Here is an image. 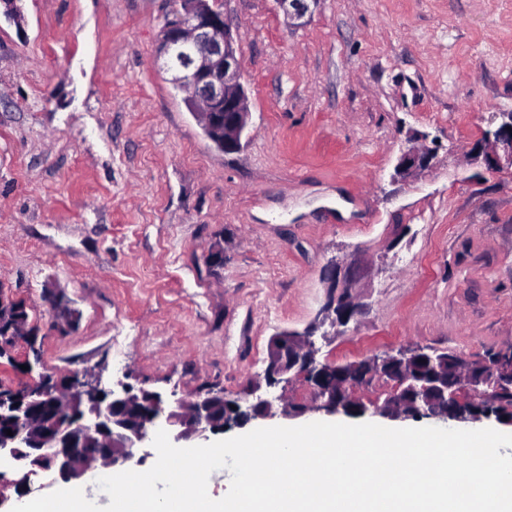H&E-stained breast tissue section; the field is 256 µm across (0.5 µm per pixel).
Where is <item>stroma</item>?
Wrapping results in <instances>:
<instances>
[{
    "label": "stroma",
    "mask_w": 512,
    "mask_h": 512,
    "mask_svg": "<svg viewBox=\"0 0 512 512\" xmlns=\"http://www.w3.org/2000/svg\"><path fill=\"white\" fill-rule=\"evenodd\" d=\"M174 0H16L0 15V285L42 366L252 402L332 258L369 268L333 363L512 346V169L472 145L512 110V0H227L250 138L219 151L160 73ZM430 168L394 179L403 149ZM224 263L209 266L211 248ZM81 313L50 327L44 291Z\"/></svg>",
    "instance_id": "35a3bbf8"
}]
</instances>
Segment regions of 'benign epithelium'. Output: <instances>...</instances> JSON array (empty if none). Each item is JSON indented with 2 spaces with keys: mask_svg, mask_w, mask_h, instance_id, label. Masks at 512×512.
Returning a JSON list of instances; mask_svg holds the SVG:
<instances>
[{
  "mask_svg": "<svg viewBox=\"0 0 512 512\" xmlns=\"http://www.w3.org/2000/svg\"><path fill=\"white\" fill-rule=\"evenodd\" d=\"M157 64L171 73L174 89L183 94L199 126L226 154L239 152L249 130L247 89L236 56L233 26L218 0H178L160 32L156 48ZM500 123L485 133L475 147L476 157L486 169L512 168V110L498 113ZM432 148L410 146L395 166L394 177L407 179L431 166ZM363 269L354 260H334L325 277L326 297L319 311L321 323L345 327L361 313L362 305L354 294ZM311 329L283 340L274 339L266 358L263 379L266 387L278 388L273 398L256 397L242 405L220 390L208 391L192 398L166 399L156 391L135 393L123 384L105 388L93 378L79 373L65 374L46 385L34 378V363L25 358L28 369L24 379L0 387V420L12 423V435L0 431V463L11 466L13 478L0 470V510L9 502L4 489L22 498L31 493V476L50 473L63 482L85 480L99 469L126 468L140 463L149 451V435L165 430L175 443L195 439L207 440L228 426L243 427L254 420L278 417L298 418L311 412L337 414L336 389L318 384L315 374L330 369L328 361L318 360L319 347ZM23 345L37 347L32 325L19 321L0 331V350L13 354ZM419 354L403 349L384 351L367 358L373 381H386L390 390L385 399L365 402L353 395L347 400L361 406L362 413L392 420L409 416L411 405L416 416H436L464 423L482 421L472 407L492 398L498 387L512 376V365L503 368L487 363L476 369L465 358L453 367V382L440 376L423 378L403 372L396 376L390 367L401 370ZM298 386H306L310 396L300 401L291 396ZM448 404L455 410L434 414L427 405L431 399ZM79 399L91 403L84 415L82 429L88 435L107 441L109 451L85 462L74 449L62 421L71 404ZM235 406L233 420L227 421L224 410Z\"/></svg>",
  "mask_w": 512,
  "mask_h": 512,
  "instance_id": "benign-epithelium-1",
  "label": "benign epithelium"
}]
</instances>
